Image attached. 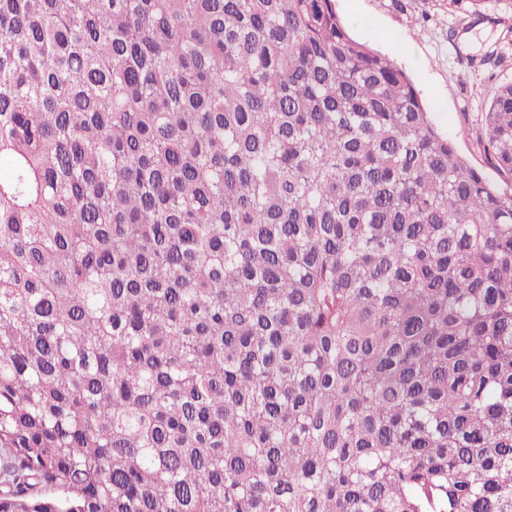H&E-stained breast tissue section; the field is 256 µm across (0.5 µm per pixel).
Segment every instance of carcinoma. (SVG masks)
Wrapping results in <instances>:
<instances>
[{
    "instance_id": "1",
    "label": "carcinoma",
    "mask_w": 512,
    "mask_h": 512,
    "mask_svg": "<svg viewBox=\"0 0 512 512\" xmlns=\"http://www.w3.org/2000/svg\"><path fill=\"white\" fill-rule=\"evenodd\" d=\"M480 142L335 0H0V512H512Z\"/></svg>"
}]
</instances>
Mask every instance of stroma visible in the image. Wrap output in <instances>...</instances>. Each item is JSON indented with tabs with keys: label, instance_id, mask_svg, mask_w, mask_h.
<instances>
[{
	"label": "stroma",
	"instance_id": "1",
	"mask_svg": "<svg viewBox=\"0 0 512 512\" xmlns=\"http://www.w3.org/2000/svg\"><path fill=\"white\" fill-rule=\"evenodd\" d=\"M352 36L411 76L458 154L503 181L476 141L498 84L512 80V0H336Z\"/></svg>",
	"mask_w": 512,
	"mask_h": 512
}]
</instances>
